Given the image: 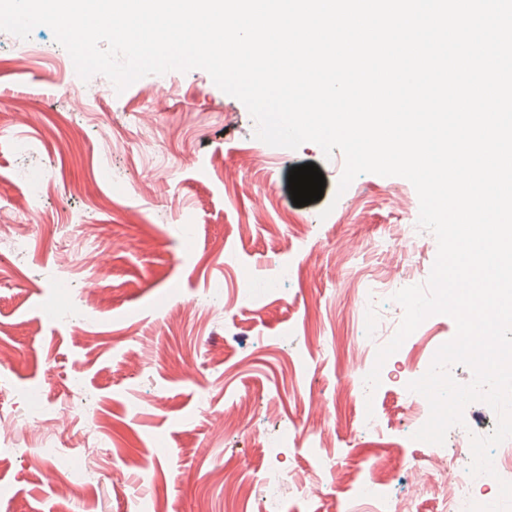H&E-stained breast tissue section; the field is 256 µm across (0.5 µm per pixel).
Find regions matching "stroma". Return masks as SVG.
<instances>
[{
    "label": "stroma",
    "mask_w": 512,
    "mask_h": 512,
    "mask_svg": "<svg viewBox=\"0 0 512 512\" xmlns=\"http://www.w3.org/2000/svg\"><path fill=\"white\" fill-rule=\"evenodd\" d=\"M27 43L41 55H21ZM1 128L0 207L18 212L26 246L0 247V347L12 353L0 364V415L26 409L35 391L43 405L39 428L0 444V512H127L140 494L158 495V512H325L331 502L375 512L355 490L376 477L415 512H439L405 461H470L452 440H414L406 387L454 321L430 316L404 341L372 411L356 398L362 298L396 269L400 287L425 283L437 255L430 231L412 244L391 234L418 221L407 179L363 173L339 191L341 152L256 139L245 105L205 70L119 92L100 74L82 80L44 25L25 41L0 31ZM310 162L324 193L297 207L288 173ZM91 224L102 229L92 244ZM339 251L347 266L335 265ZM246 280L256 305L236 302ZM90 287L98 300L85 301ZM227 414L238 428L222 434ZM315 424L332 436L319 453ZM91 425L96 479L73 489L64 464L38 452L40 430L69 450ZM322 454L335 465L321 474ZM227 469L245 496L227 491Z\"/></svg>",
    "instance_id": "obj_1"
}]
</instances>
